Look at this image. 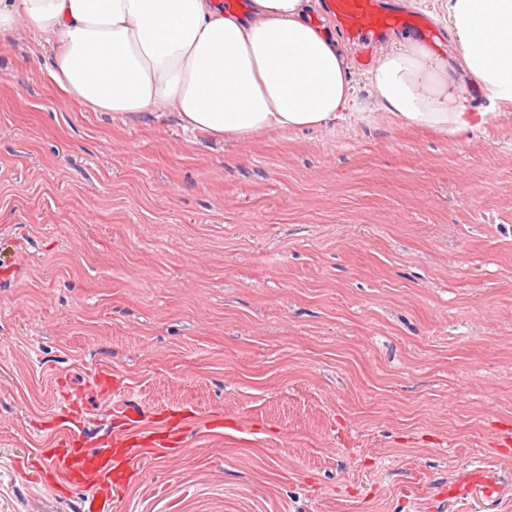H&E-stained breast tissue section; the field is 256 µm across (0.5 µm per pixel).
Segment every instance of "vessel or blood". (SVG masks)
<instances>
[{
	"label": "vessel or blood",
	"mask_w": 512,
	"mask_h": 512,
	"mask_svg": "<svg viewBox=\"0 0 512 512\" xmlns=\"http://www.w3.org/2000/svg\"><path fill=\"white\" fill-rule=\"evenodd\" d=\"M342 31L349 37L369 39L389 29H409L413 23L382 10L376 0H328ZM136 454L132 448H60L50 457L53 472L71 486L84 489L82 512H111L112 492L123 477L122 464Z\"/></svg>",
	"instance_id": "vessel-or-blood-1"
}]
</instances>
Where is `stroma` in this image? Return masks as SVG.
<instances>
[{"label":"stroma","mask_w":512,"mask_h":512,"mask_svg":"<svg viewBox=\"0 0 512 512\" xmlns=\"http://www.w3.org/2000/svg\"><path fill=\"white\" fill-rule=\"evenodd\" d=\"M394 12L337 44L437 45ZM52 55L0 36V512H79L43 454L114 434L112 512H512V107L219 141L63 99Z\"/></svg>","instance_id":"35a3bbf8"}]
</instances>
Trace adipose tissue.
<instances>
[{
    "instance_id": "obj_1",
    "label": "adipose tissue",
    "mask_w": 512,
    "mask_h": 512,
    "mask_svg": "<svg viewBox=\"0 0 512 512\" xmlns=\"http://www.w3.org/2000/svg\"><path fill=\"white\" fill-rule=\"evenodd\" d=\"M449 45L382 49L365 74L393 119L454 135L480 128L477 89L512 104V0H433ZM317 0H0V33L26 23L60 42L48 73L97 112L171 108L187 130L241 141L270 129L337 127L370 114ZM491 34L490 46L480 43Z\"/></svg>"
}]
</instances>
